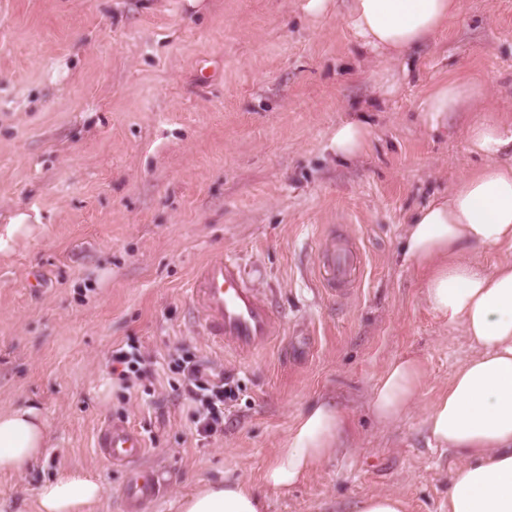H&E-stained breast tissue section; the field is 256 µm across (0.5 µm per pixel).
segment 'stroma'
I'll list each match as a JSON object with an SVG mask.
<instances>
[{"label": "stroma", "instance_id": "35a3bbf8", "mask_svg": "<svg viewBox=\"0 0 512 512\" xmlns=\"http://www.w3.org/2000/svg\"><path fill=\"white\" fill-rule=\"evenodd\" d=\"M0 0V227H26L0 251V410L37 406L48 446L0 473V512H37L59 472L103 487L89 512H123L126 469L104 463L99 426L122 419L146 439L161 490L145 512H178L189 489L251 483L264 512H354L396 492L406 512H446L454 457L424 420L473 349L432 313L398 246L412 213L480 167L466 129L482 109L512 120V0H464L463 17L394 60L363 46L350 0ZM491 88L481 109L438 126L430 92L451 79ZM370 128L342 162L340 122ZM366 257L355 292L329 299L325 238ZM237 254L283 311L277 338L236 355L193 320L198 267ZM154 363L126 388L112 352ZM184 347L238 384L224 429L200 437L168 354ZM418 358L414 406L371 413L389 364ZM332 401L348 429L303 482L265 484L300 413Z\"/></svg>", "mask_w": 512, "mask_h": 512}]
</instances>
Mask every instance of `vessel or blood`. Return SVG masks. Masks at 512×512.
I'll list each match as a JSON object with an SVG mask.
<instances>
[{"instance_id":"vessel-or-blood-1","label":"vessel or blood","mask_w":512,"mask_h":512,"mask_svg":"<svg viewBox=\"0 0 512 512\" xmlns=\"http://www.w3.org/2000/svg\"><path fill=\"white\" fill-rule=\"evenodd\" d=\"M363 266L364 257L358 246L327 243L318 257L325 293L333 298L350 294ZM191 299L204 335L235 353H247L270 342L282 319L245 278L238 256L229 252L204 265L191 290ZM97 447L106 463L129 464L120 495L125 512H143L159 494L157 475L138 465L146 450L144 437L125 421L111 419L99 430Z\"/></svg>"}]
</instances>
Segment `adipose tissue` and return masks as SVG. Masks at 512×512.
I'll return each mask as SVG.
<instances>
[{"label": "adipose tissue", "instance_id": "adipose-tissue-1", "mask_svg": "<svg viewBox=\"0 0 512 512\" xmlns=\"http://www.w3.org/2000/svg\"><path fill=\"white\" fill-rule=\"evenodd\" d=\"M463 0H354L352 25L366 46L404 56L461 16ZM486 95L482 82L454 79L426 100L430 123ZM482 167L458 180L448 196L433 199L409 221L400 242L403 262L423 278L430 310L462 327L476 349L455 373L426 419L431 442L456 459L448 512H512V261L485 268L472 253L512 245V122L486 117L467 131ZM424 367L419 359L393 361L371 400L374 417L390 423L413 403ZM346 420L331 402L311 404L264 473L267 485L303 481L331 457ZM48 427L33 406L0 411V473H23L47 446ZM103 488L89 473L66 471L38 490L39 512H85ZM264 501L241 479L209 483L182 495L180 512H262Z\"/></svg>", "mask_w": 512, "mask_h": 512}]
</instances>
